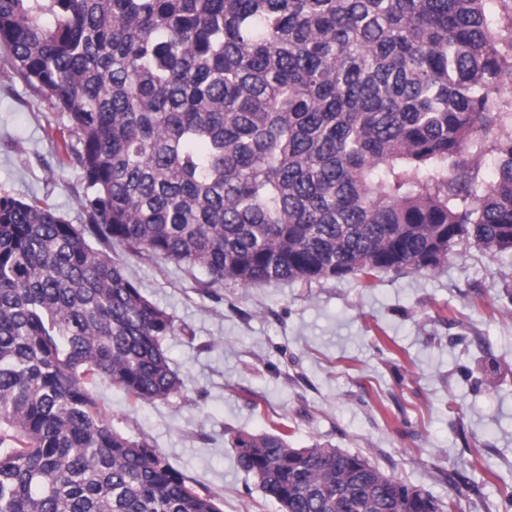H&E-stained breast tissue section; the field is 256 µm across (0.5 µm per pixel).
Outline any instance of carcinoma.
Returning a JSON list of instances; mask_svg holds the SVG:
<instances>
[{
    "instance_id": "cac0c4a2",
    "label": "carcinoma",
    "mask_w": 512,
    "mask_h": 512,
    "mask_svg": "<svg viewBox=\"0 0 512 512\" xmlns=\"http://www.w3.org/2000/svg\"><path fill=\"white\" fill-rule=\"evenodd\" d=\"M0 47L85 183L83 224L0 194V512H222L100 407L184 388L112 247L243 288L512 251V0H0ZM231 445L281 512H436L358 454Z\"/></svg>"
}]
</instances>
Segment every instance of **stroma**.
Wrapping results in <instances>:
<instances>
[{
	"mask_svg": "<svg viewBox=\"0 0 512 512\" xmlns=\"http://www.w3.org/2000/svg\"><path fill=\"white\" fill-rule=\"evenodd\" d=\"M66 120L0 49V193L47 200L73 224L84 185ZM178 327L164 348L185 382L136 403L101 385L119 428L147 439L223 512H279L236 464L239 430L287 431L360 454L451 512H512V254L474 246L434 271L304 285H210L205 269L112 253Z\"/></svg>",
	"mask_w": 512,
	"mask_h": 512,
	"instance_id": "1",
	"label": "stroma"
}]
</instances>
